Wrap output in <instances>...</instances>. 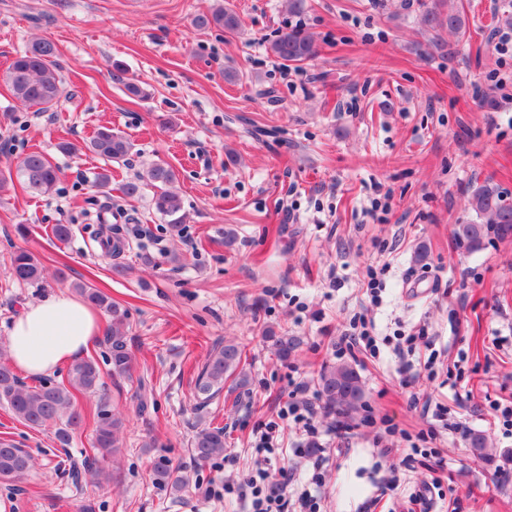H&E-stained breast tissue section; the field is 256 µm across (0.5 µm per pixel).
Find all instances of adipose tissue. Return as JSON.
I'll use <instances>...</instances> for the list:
<instances>
[{
	"label": "adipose tissue",
	"instance_id": "ef3b65f1",
	"mask_svg": "<svg viewBox=\"0 0 512 512\" xmlns=\"http://www.w3.org/2000/svg\"><path fill=\"white\" fill-rule=\"evenodd\" d=\"M100 324V312L66 292L27 304L6 338L11 364L31 377L51 374L88 350Z\"/></svg>",
	"mask_w": 512,
	"mask_h": 512
}]
</instances>
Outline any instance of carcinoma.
Returning a JSON list of instances; mask_svg holds the SVG:
<instances>
[{
  "label": "carcinoma",
  "mask_w": 512,
  "mask_h": 512,
  "mask_svg": "<svg viewBox=\"0 0 512 512\" xmlns=\"http://www.w3.org/2000/svg\"><path fill=\"white\" fill-rule=\"evenodd\" d=\"M424 25L434 30H446L460 34L465 28V19L453 8L445 10L434 3L422 15ZM197 27L216 26L229 32L241 28L238 15L219 2L212 11L195 18ZM272 56L283 63H300L316 55L314 39L298 32H283L268 47ZM58 48L47 39L33 41L11 61L3 81L13 98L33 112H52L65 95V87L57 63ZM87 149L109 162L120 161L129 155L132 144L120 133L109 127L97 129ZM59 168L51 158L40 152L30 151L22 156L16 170L0 172V190L8 188L13 179H18L26 188L50 195L57 190ZM175 180V172L164 163H154L146 174L136 181L124 185V196L133 198L140 193L141 182L159 185L154 197L158 213L168 218L171 234L178 235L186 222L180 196L168 189ZM468 208L475 219L456 225L454 237L469 251L481 250L486 240L494 236L500 240L512 237V202L503 192L486 179L469 188ZM10 274L18 282L37 284L43 277V267L33 253L18 249L10 256ZM81 296L92 306L106 312L112 321L106 335L108 354L106 361L112 366V374L126 376L132 369V357L127 346V314L97 288L82 284L77 286ZM275 354L282 360L294 351V339L286 336L274 337ZM247 356L245 345L234 340L221 341L213 345L195 378V408L206 406L224 391L225 385L232 390L245 389L250 384L245 369ZM68 383L51 378H39L35 384H27L13 371V367L0 363V404L7 405L15 418L24 424L38 428L57 426L55 437L61 447L68 446L73 435L86 422L95 425V436L87 462L95 464L121 453L125 422L122 417L108 409L105 400L98 401L93 410L84 413L76 406L77 394L96 392L100 382L97 361L87 358L73 361L67 371ZM318 393L324 406L330 410L354 411L361 407L364 389L356 369L348 363L324 367L317 379ZM191 453L195 460L209 462L224 455V428L208 426L196 432L191 442ZM33 457L30 452L12 441H0V482L15 483L31 469ZM153 482L177 497L190 486L189 477L178 467L160 460L153 468Z\"/></svg>",
  "instance_id": "obj_1"
}]
</instances>
